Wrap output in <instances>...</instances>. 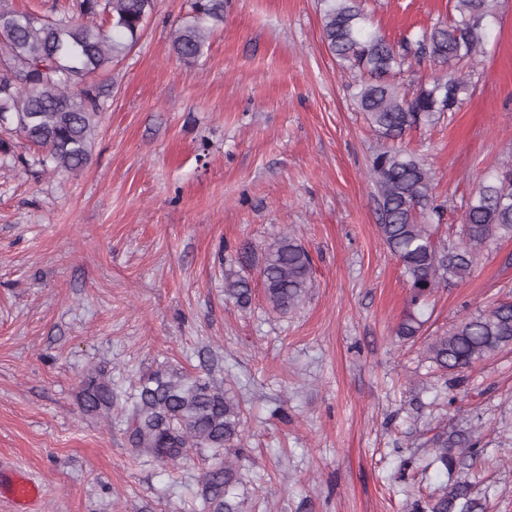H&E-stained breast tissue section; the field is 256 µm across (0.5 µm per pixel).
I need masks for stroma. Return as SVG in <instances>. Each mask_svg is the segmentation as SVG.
<instances>
[{"mask_svg":"<svg viewBox=\"0 0 512 512\" xmlns=\"http://www.w3.org/2000/svg\"><path fill=\"white\" fill-rule=\"evenodd\" d=\"M189 0H156L141 38L98 79L88 163L0 167V459L46 491L45 512H198L210 461L148 462L125 427L81 408L89 371L116 392L159 368L230 384L247 416L236 462L244 512H407L430 428L476 429L452 479L512 512V350L478 361L455 402L422 388L427 337L512 296V239L491 241L464 283L428 300L399 339L409 285L378 235L368 178L383 141L356 72L328 52L318 0H224V24L186 66L172 33ZM390 41L448 19L450 0H366ZM472 93L410 149L435 174L442 239L461 240L489 168L512 164V0H497ZM309 252L299 309L224 299L237 251L281 234Z\"/></svg>","mask_w":512,"mask_h":512,"instance_id":"35a3bbf8","label":"stroma"}]
</instances>
